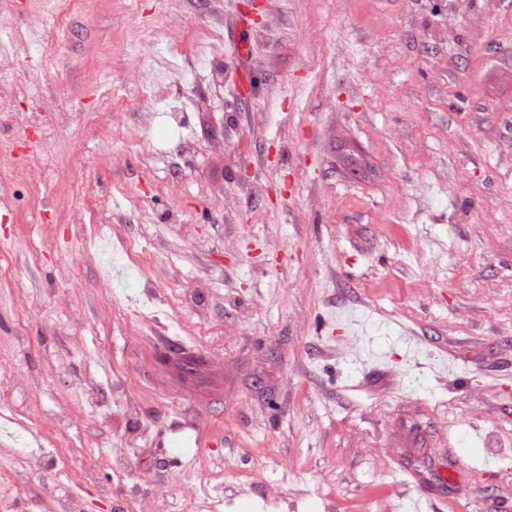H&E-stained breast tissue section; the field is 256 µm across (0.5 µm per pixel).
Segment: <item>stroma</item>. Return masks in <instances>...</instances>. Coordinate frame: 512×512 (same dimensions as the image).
<instances>
[{
  "label": "stroma",
  "mask_w": 512,
  "mask_h": 512,
  "mask_svg": "<svg viewBox=\"0 0 512 512\" xmlns=\"http://www.w3.org/2000/svg\"><path fill=\"white\" fill-rule=\"evenodd\" d=\"M56 13L0 8L10 512H512V0ZM101 241L143 247L140 302Z\"/></svg>",
  "instance_id": "1"
}]
</instances>
